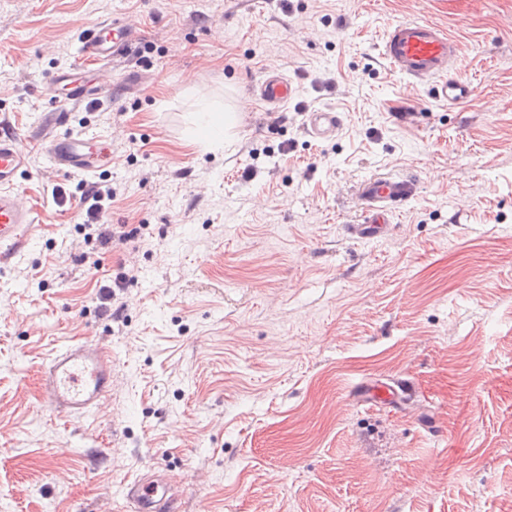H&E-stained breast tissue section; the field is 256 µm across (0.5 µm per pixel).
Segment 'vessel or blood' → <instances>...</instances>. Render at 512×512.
Wrapping results in <instances>:
<instances>
[{
    "instance_id": "vessel-or-blood-1",
    "label": "vessel or blood",
    "mask_w": 512,
    "mask_h": 512,
    "mask_svg": "<svg viewBox=\"0 0 512 512\" xmlns=\"http://www.w3.org/2000/svg\"><path fill=\"white\" fill-rule=\"evenodd\" d=\"M139 36L136 28L118 17L97 23L83 35L78 56L79 62L95 67L94 78L81 81L63 70L51 75L44 92L57 107L47 113L37 134L24 139L0 127V260L23 248L33 227V212L15 189L30 149H43L54 167L67 173L92 171L111 160L106 141L63 131L65 114L58 104L83 102L105 92L109 87L104 75L107 64L127 52ZM381 51L392 70L418 82H432L437 101L457 107L470 100L473 88L457 73L459 44L442 26L425 20L391 24L382 34ZM295 95L292 82L268 68L250 87L247 101L280 106ZM339 123L338 113L330 108L308 116L312 135L321 139L333 137ZM419 188L412 176L376 175L362 180L357 186L362 219L348 225V233L365 243L386 239L393 214L416 197ZM39 387L43 402L60 416L95 412L112 389V356L99 344L67 345L43 367ZM415 393V386L405 381H361L352 387L350 399L358 407L401 405ZM122 496L131 512H179L177 492L159 474L125 484Z\"/></svg>"
}]
</instances>
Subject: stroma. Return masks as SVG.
<instances>
[{
  "label": "stroma",
  "instance_id": "1",
  "mask_svg": "<svg viewBox=\"0 0 512 512\" xmlns=\"http://www.w3.org/2000/svg\"><path fill=\"white\" fill-rule=\"evenodd\" d=\"M113 16L142 37L65 125L111 165L35 149L17 179L36 222L0 265V512H130L122 486L153 469L182 512H512V0H0V122L36 130ZM417 18L457 38L464 108L382 58ZM269 67L297 88L278 125L243 107ZM204 105L235 115L221 148L197 140ZM325 107L330 140L307 126ZM381 174L421 188L361 243L356 186ZM83 182L116 189L102 221L134 238L97 251ZM124 262L116 320L98 291ZM77 342L111 348L114 383L63 417L38 378ZM364 378L417 396L344 409ZM340 123L338 113L334 109L315 110L308 116L310 132L316 138L329 139L336 134Z\"/></svg>",
  "mask_w": 512,
  "mask_h": 512
}]
</instances>
